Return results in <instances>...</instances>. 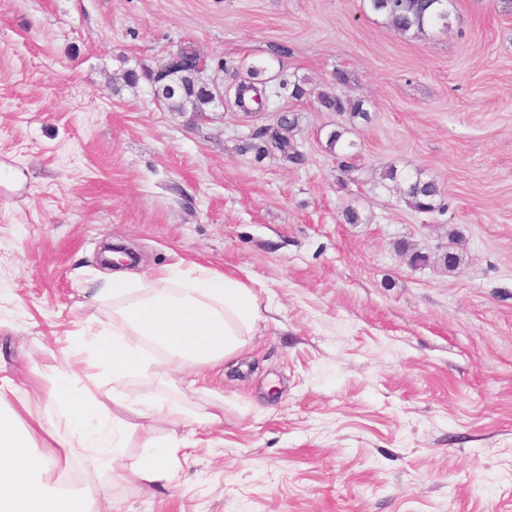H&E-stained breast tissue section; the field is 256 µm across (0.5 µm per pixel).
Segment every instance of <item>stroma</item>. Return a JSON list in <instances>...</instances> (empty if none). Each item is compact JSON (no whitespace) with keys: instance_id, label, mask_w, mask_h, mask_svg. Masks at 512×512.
Instances as JSON below:
<instances>
[{"instance_id":"35a3bbf8","label":"stroma","mask_w":512,"mask_h":512,"mask_svg":"<svg viewBox=\"0 0 512 512\" xmlns=\"http://www.w3.org/2000/svg\"><path fill=\"white\" fill-rule=\"evenodd\" d=\"M180 49L223 88L260 67L263 112L193 121L121 80ZM320 92L362 100L370 122ZM288 111L301 167L239 153ZM339 126L355 184L326 147ZM0 162L26 176L0 196V374L21 419L60 416L54 355L84 365L80 333L112 320L81 292L111 275L108 241L146 270L250 277L269 306L211 384L159 360L119 382L181 408H113L123 464L169 441L177 475L113 480L95 512H512V0H455L452 29L417 38L363 0H0ZM389 166L434 179L445 211L381 186Z\"/></svg>"}]
</instances>
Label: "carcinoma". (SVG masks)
I'll return each instance as SVG.
<instances>
[{
  "label": "carcinoma",
  "mask_w": 512,
  "mask_h": 512,
  "mask_svg": "<svg viewBox=\"0 0 512 512\" xmlns=\"http://www.w3.org/2000/svg\"><path fill=\"white\" fill-rule=\"evenodd\" d=\"M366 7L373 14L381 17L387 27L404 37L416 38L429 29L448 30L452 25L454 10L453 0H366ZM188 88L185 93L170 97L169 111L176 112L183 108L206 111L211 104L209 93L195 75L187 74L180 77ZM261 93L251 82H240L236 87L235 105L248 110L246 100H255ZM317 102L328 112L348 115L349 119L369 121V114L363 104L350 97L330 93L317 94ZM298 127V118L289 113L280 130L269 135L264 130L255 132L243 144L239 145L242 153H252L260 159L271 153H278L293 167L302 165L303 153L294 140V130ZM347 129L338 126L327 135V147L338 159L348 156L352 162L343 164V170L350 174V180L359 179L361 168L353 162L357 157V143L345 137ZM381 181L402 184V193L406 204L418 212H433L445 209L442 203V191L438 183L422 176V172L402 173L395 167H387L380 176Z\"/></svg>",
  "instance_id": "cac0c4a2"
}]
</instances>
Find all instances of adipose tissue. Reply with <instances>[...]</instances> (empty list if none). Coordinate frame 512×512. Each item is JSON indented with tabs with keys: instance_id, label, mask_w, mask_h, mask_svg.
<instances>
[{
	"instance_id": "1",
	"label": "adipose tissue",
	"mask_w": 512,
	"mask_h": 512,
	"mask_svg": "<svg viewBox=\"0 0 512 512\" xmlns=\"http://www.w3.org/2000/svg\"><path fill=\"white\" fill-rule=\"evenodd\" d=\"M84 294L96 302L111 298L116 307L111 324L88 333L94 365L114 381L146 367L150 345L161 351L169 369L191 366L199 379H207L214 367L233 360L267 311L252 282L181 260L148 273L114 271ZM14 392L13 381L0 377V512H90L81 492L51 480L49 459L36 443L66 427L87 451L84 482L108 497L113 478L122 472L116 458L123 433L112 424V409L128 405L130 396L101 390L86 369L61 367L50 394L64 406L62 419L38 416L25 422L3 406ZM174 457L172 446L147 441L130 474L149 487L172 484Z\"/></svg>"
}]
</instances>
